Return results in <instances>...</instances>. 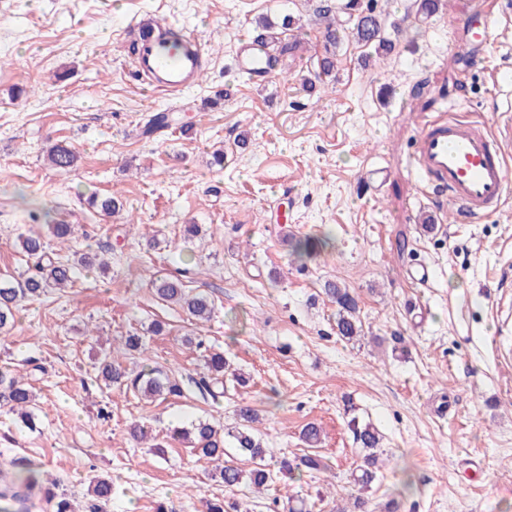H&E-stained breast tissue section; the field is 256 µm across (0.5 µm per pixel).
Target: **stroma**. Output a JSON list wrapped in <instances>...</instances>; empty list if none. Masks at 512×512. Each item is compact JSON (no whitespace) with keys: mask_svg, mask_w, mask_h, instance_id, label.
<instances>
[{"mask_svg":"<svg viewBox=\"0 0 512 512\" xmlns=\"http://www.w3.org/2000/svg\"><path fill=\"white\" fill-rule=\"evenodd\" d=\"M413 3L385 0L401 30L384 61L349 40L335 79L320 80L308 0H0V279L33 266L19 246L32 233L51 257L110 263L25 302L0 343V370L23 375L39 408L33 431L0 408V471L27 459L80 504L91 477L111 476L106 512H204L206 497L284 512L291 496L307 512H336L359 495L367 512L393 499L399 512H512V197L500 214L459 224L410 165L418 125L442 100L494 130L512 117V25L479 55L452 42L474 0H447L427 18ZM286 12L300 48L265 84L249 83L235 67L241 41L258 17ZM145 20L204 50V74L181 96L138 79L129 46ZM163 110L175 127L142 137ZM56 142L77 151L74 169L47 164ZM93 193L121 196L123 211L90 209ZM63 221L78 227L66 249L48 233ZM187 224L198 235L184 237ZM306 237L319 248L301 258L292 245ZM421 265L429 280L411 282ZM170 276L210 300L209 322L158 298L153 281ZM328 281L358 295L360 340L337 337ZM128 334L148 356L129 353L123 366L150 362L182 396L150 402L102 384V357ZM207 350L224 352L246 386L217 400L199 389ZM242 403L259 411L272 465L307 454L300 432L320 424L324 470L261 493L229 489L168 434L199 419L235 426ZM353 419L384 436L365 492L350 478ZM134 421L162 453L137 445Z\"/></svg>","mask_w":512,"mask_h":512,"instance_id":"1","label":"stroma"}]
</instances>
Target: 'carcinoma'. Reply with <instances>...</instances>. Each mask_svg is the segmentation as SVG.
Wrapping results in <instances>:
<instances>
[{"label":"carcinoma","instance_id":"carcinoma-1","mask_svg":"<svg viewBox=\"0 0 512 512\" xmlns=\"http://www.w3.org/2000/svg\"><path fill=\"white\" fill-rule=\"evenodd\" d=\"M313 15L321 25L325 53L319 59L318 77H328L335 70L336 49L347 39H352L380 59L390 54L394 49L393 41L386 34V16L378 10V0H315ZM295 18L288 13L277 23L268 18L258 20L255 33L266 37L273 49L270 65H275L280 58L294 52L298 44L284 39L285 32L294 28ZM170 126V116L167 112L153 114L145 124L142 135L153 137ZM48 164L56 169L69 170L77 166L78 155L62 143L52 145L47 151ZM91 207L110 216L121 207L123 201L116 195L99 196L93 194L88 198ZM21 249L29 256L38 259L34 271L22 280L0 283V333L6 332L14 320L16 306L27 299L38 297L49 288H62L72 281L75 270L83 268L87 271L93 267L107 269V263L98 255L81 254L76 260L63 261L45 260V245L41 237L26 235L19 238ZM158 297L166 302L178 304L185 308L189 315L200 322L209 320L213 313L210 301L202 295L186 293L183 283L175 277L161 279L154 284ZM325 294L336 304V334L346 341H351L363 331L358 300L353 291L342 288L335 282H326ZM206 367L209 378L199 382L201 390L212 397L228 392L224 386V376L227 361L221 353L207 355ZM99 376L105 385H123L146 398L180 397L183 389L179 381L154 368H145L138 373L127 372L118 361L112 357L104 360L99 367ZM0 404L8 406L9 410L18 415L28 427L35 425L33 412V393L21 380L0 372ZM238 423L224 431L206 420H199L191 427L173 426L170 436L174 439H187L193 451L215 463L220 482L227 488H234L243 483L252 485L260 491L275 482L276 473L264 464L266 448L261 439L252 431L250 424L256 420L257 411L249 404H242L236 410ZM350 430L354 443L363 449L362 464L353 468L351 476L355 485L360 489L371 487L377 478V450L381 437L377 428L370 424L350 422ZM232 439L233 448L238 455L253 464L249 470L224 460L226 438ZM11 484L23 487L27 492H39L52 508V512H72L68 495L57 492L58 484L42 485L40 474L28 466L26 460L19 459L13 463ZM322 460L316 455L305 454L293 459L284 458L280 461L279 472L302 474L318 471ZM91 498L87 501L85 512H104L105 506L112 499V480L106 476L96 477L91 485Z\"/></svg>","mask_w":512,"mask_h":512}]
</instances>
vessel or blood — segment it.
I'll use <instances>...</instances> for the list:
<instances>
[{
    "instance_id": "obj_1",
    "label": "vessel or blood",
    "mask_w": 512,
    "mask_h": 512,
    "mask_svg": "<svg viewBox=\"0 0 512 512\" xmlns=\"http://www.w3.org/2000/svg\"><path fill=\"white\" fill-rule=\"evenodd\" d=\"M475 11L485 17L482 31H475L467 19L461 31L469 45L485 50L496 20L487 14L486 0H476ZM267 57V48L246 41L239 51L238 69L255 83H265L270 75ZM134 65L155 90L177 95L196 81L204 68V55L198 45H164L149 34ZM507 145L505 137L484 123L443 111L421 123L412 146L411 167L425 191L447 197L458 221L472 223L498 212L512 187L505 163Z\"/></svg>"
}]
</instances>
